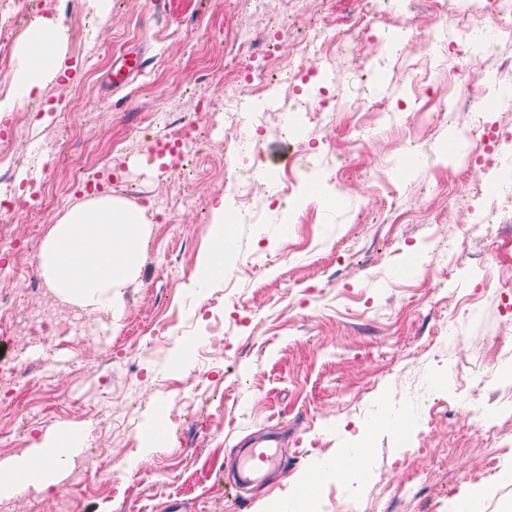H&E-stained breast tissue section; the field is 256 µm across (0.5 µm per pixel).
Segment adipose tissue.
<instances>
[{"label": "adipose tissue", "instance_id": "adipose-tissue-1", "mask_svg": "<svg viewBox=\"0 0 512 512\" xmlns=\"http://www.w3.org/2000/svg\"><path fill=\"white\" fill-rule=\"evenodd\" d=\"M48 33L58 47H65L62 21L40 16L30 21L17 44L14 84L19 95H43L62 70L63 55L36 58L30 53L32 45L43 41ZM233 221L231 201L218 197L213 208L217 230L197 268L200 281L223 280L226 252L222 227ZM148 235L144 208L123 198L103 195L75 204L51 226L42 243V274L49 287L67 301L121 318L120 299L124 288L139 274ZM51 446V439L46 437L34 443L28 454L0 462V494L19 496L31 488L43 493L58 485L62 474L55 470L31 487L23 480L27 466L36 460L46 461Z\"/></svg>", "mask_w": 512, "mask_h": 512}]
</instances>
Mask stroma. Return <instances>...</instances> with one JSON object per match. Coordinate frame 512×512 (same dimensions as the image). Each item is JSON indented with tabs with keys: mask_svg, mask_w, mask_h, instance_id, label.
I'll return each mask as SVG.
<instances>
[{
	"mask_svg": "<svg viewBox=\"0 0 512 512\" xmlns=\"http://www.w3.org/2000/svg\"><path fill=\"white\" fill-rule=\"evenodd\" d=\"M364 5L267 0L266 13L253 15L245 0H109L107 14L92 18L99 50L81 48L71 28L69 71L42 98L50 118L7 142L25 161L12 171L14 184L45 185L54 201L46 231L84 200L73 183L77 156L113 164L125 178L115 195L147 206L150 232L111 350L63 340L45 352L35 324L0 328V357L46 363L19 382V403L0 406V429L11 434L5 456L25 454L65 423L88 430L84 448L98 459L89 483L12 498L11 512H289L309 499L303 480L311 473L319 476L309 499L316 512H450L461 489L497 486V473L512 469V422L487 432L455 390L485 365L493 338L512 349V323L496 301L512 282V243L465 232L473 208L512 199V182L497 183L492 163L463 169L471 140L448 145L449 131L470 124L469 113L439 110L452 97L448 40L458 30L423 23L448 0H401L416 35L397 60L384 57L383 31L350 32L326 87L380 59L386 84L378 93L360 87L358 102L341 109L326 100L330 124L307 126L305 140L276 128L257 143L226 121V59L268 53L304 63L321 49L306 43L308 30H344L349 11ZM275 23L270 47L236 40L242 26L262 32ZM472 47L467 62L480 94L498 97V116L512 121V94L500 89L496 68L512 56V41L490 51L480 33ZM139 56L146 68L113 88L126 60ZM430 87L437 96L424 110L433 119L423 126L406 107ZM201 98L208 108L199 115ZM192 120L203 138L180 167L144 164L153 140ZM232 153L269 208L261 223L234 224L225 280L202 284L195 272L216 230L211 206ZM299 161L307 178L293 191L262 178ZM452 239L460 259L450 266L433 250ZM471 268L485 269L487 282L463 316ZM158 335L165 345L157 351ZM185 346L189 355L178 360ZM115 356L132 367L110 384ZM386 409L402 416L405 432H370ZM161 412L168 434L155 448L149 436ZM271 427L284 468L235 489L233 461ZM365 432L369 456L347 471L326 468Z\"/></svg>",
	"mask_w": 512,
	"mask_h": 512,
	"instance_id": "35a3bbf8",
	"label": "stroma"
}]
</instances>
